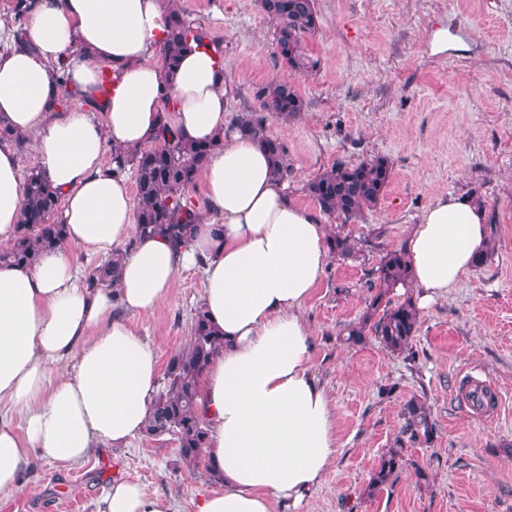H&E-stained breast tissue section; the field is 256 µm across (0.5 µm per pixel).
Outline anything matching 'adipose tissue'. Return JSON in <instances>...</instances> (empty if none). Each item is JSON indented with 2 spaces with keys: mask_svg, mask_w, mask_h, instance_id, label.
<instances>
[{
  "mask_svg": "<svg viewBox=\"0 0 512 512\" xmlns=\"http://www.w3.org/2000/svg\"><path fill=\"white\" fill-rule=\"evenodd\" d=\"M166 16L163 0H41L31 48L0 52V120L35 134L67 228L64 244L33 264H0V403L24 420L17 429L0 414V492L21 487L34 456L78 464L97 446L118 448L143 433L159 362L128 318L158 309L178 273L197 265L201 306L224 336L197 396L209 424L206 455L224 489L194 509L272 512L275 502L310 495L336 453L333 407L300 315L328 261L326 229L289 200L257 142L227 132L230 88L213 48L192 47L163 80L149 48ZM63 55L64 85L51 67ZM68 92L86 108L57 111ZM167 107L185 139H223L201 173L206 208L188 240L138 239L117 288L89 284L75 250L109 254L135 224L128 180L113 175L105 147L147 144ZM22 201L18 158L0 145V246L15 236ZM488 243L486 211L473 196L445 195L423 211L406 247L421 304L456 287ZM102 512L163 509L120 481Z\"/></svg>",
  "mask_w": 512,
  "mask_h": 512,
  "instance_id": "1",
  "label": "adipose tissue"
}]
</instances>
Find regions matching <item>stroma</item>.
Listing matches in <instances>:
<instances>
[{"mask_svg":"<svg viewBox=\"0 0 512 512\" xmlns=\"http://www.w3.org/2000/svg\"><path fill=\"white\" fill-rule=\"evenodd\" d=\"M174 3L223 43L227 123L255 108L257 87L290 76L273 55L276 24L258 0ZM317 10L318 29L305 39L317 67L294 77L305 109L267 122L288 150V196L318 212L306 185L338 162L382 157L392 174L376 208L347 223L321 219L328 235H351L358 247L356 257L328 260L302 307L337 450L311 497L276 502L273 512H512V0H317ZM440 19L469 51L428 54ZM461 193L483 202L494 250L457 288L420 308L414 358L371 336L345 344L342 332L362 315L380 259L404 247L438 197ZM201 290L198 270L181 272L157 310L132 317L160 364L188 344ZM471 376L499 388L492 418L479 419L462 400L460 386ZM413 396L426 402L434 440L406 447L395 482L367 494ZM207 465L203 458L187 466L167 435L98 446L78 465L39 458L19 491L0 494V512H101L118 481L139 484L167 512H192L197 495L224 489ZM419 467L427 481L417 479Z\"/></svg>","mask_w":512,"mask_h":512,"instance_id":"stroma-1","label":"stroma"}]
</instances>
